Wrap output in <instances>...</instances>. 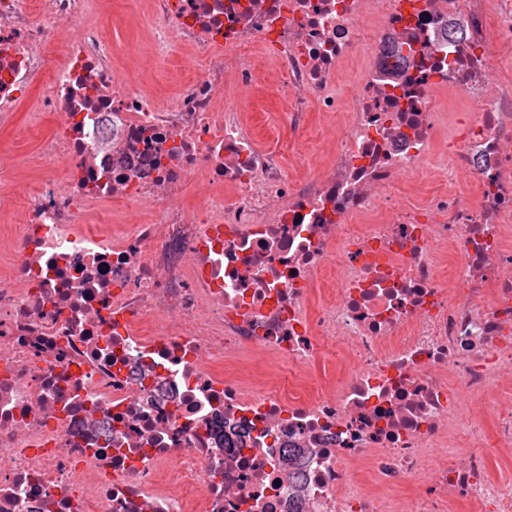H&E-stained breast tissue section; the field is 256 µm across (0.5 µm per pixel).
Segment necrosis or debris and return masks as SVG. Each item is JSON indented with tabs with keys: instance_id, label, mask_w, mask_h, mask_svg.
Masks as SVG:
<instances>
[{
	"instance_id": "necrosis-or-debris-1",
	"label": "necrosis or debris",
	"mask_w": 512,
	"mask_h": 512,
	"mask_svg": "<svg viewBox=\"0 0 512 512\" xmlns=\"http://www.w3.org/2000/svg\"><path fill=\"white\" fill-rule=\"evenodd\" d=\"M99 2L0 0V512H512V0H146L167 104ZM91 21L102 27L116 50L118 61L145 87L161 99L170 96L169 84L177 82L180 72L173 65V59L165 56L157 60L153 68H144L142 60L151 52L145 31L148 18L142 6L130 7V2L144 0H102ZM128 14L129 22H120L118 16ZM245 117L258 128L261 141L278 143L284 152L288 166L293 169L304 165L314 167L323 157V135L338 124L339 117L314 114L311 126L301 134L302 146L294 144L299 135L291 129L286 112L278 100L260 94ZM48 125L34 129L29 124V112L22 109L17 112L14 126L6 129L0 128V139H16L17 141V167L19 177L27 182L34 179L38 171L35 168L38 154V140L49 133Z\"/></svg>"
}]
</instances>
